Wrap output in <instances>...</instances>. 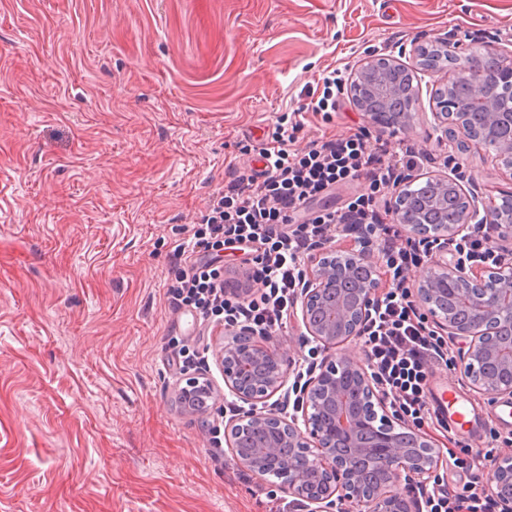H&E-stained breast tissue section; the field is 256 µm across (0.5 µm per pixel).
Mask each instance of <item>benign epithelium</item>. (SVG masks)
<instances>
[{
	"label": "benign epithelium",
	"mask_w": 512,
	"mask_h": 512,
	"mask_svg": "<svg viewBox=\"0 0 512 512\" xmlns=\"http://www.w3.org/2000/svg\"><path fill=\"white\" fill-rule=\"evenodd\" d=\"M437 57L414 45L409 62L368 52L351 70L346 93L366 123L375 129H407L420 100L421 77L434 74L430 127L436 142L471 144L512 172V51L492 44L497 73L483 76L453 36L434 41ZM471 71L470 97L455 98L458 71ZM462 201L452 224L429 227L410 208L411 185L396 187L388 208L405 234L432 243L431 266L417 282L415 301L436 328L454 341L461 378L477 393L512 396V263L468 266L448 259V238L472 224H496L501 239L512 240V211L469 191L463 177L429 175ZM308 269L300 296L301 336L335 350L301 394L302 418L267 411L262 404L287 384L293 363L272 339L247 330L230 331L233 339L216 357L224 387L249 409L224 425V439L237 461L265 473L277 449L288 458L277 468L279 487L305 501L309 512H334L336 502L356 512H419L400 488L403 479L437 468L439 451L428 436L388 410L367 367L344 350L361 336L374 302L387 288L380 266L353 249L324 244ZM182 392L213 398L214 387L199 373L186 378ZM485 484L501 512H512V452L502 455Z\"/></svg>",
	"instance_id": "7a95c632"
}]
</instances>
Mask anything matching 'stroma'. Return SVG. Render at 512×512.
<instances>
[{
    "label": "stroma",
    "instance_id": "obj_1",
    "mask_svg": "<svg viewBox=\"0 0 512 512\" xmlns=\"http://www.w3.org/2000/svg\"><path fill=\"white\" fill-rule=\"evenodd\" d=\"M454 34L512 49V0H0V512H269L277 480L210 447L230 419L224 327L172 315L170 256L230 166L324 70ZM430 91L393 147L416 175L462 172L483 198L512 173L428 141ZM366 123L348 99L296 142ZM205 352L216 404L183 411L174 343ZM499 431L500 396L437 366Z\"/></svg>",
    "mask_w": 512,
    "mask_h": 512
}]
</instances>
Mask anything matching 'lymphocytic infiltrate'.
Wrapping results in <instances>:
<instances>
[{
  "instance_id": "f902f5d3",
  "label": "lymphocytic infiltrate",
  "mask_w": 512,
  "mask_h": 512,
  "mask_svg": "<svg viewBox=\"0 0 512 512\" xmlns=\"http://www.w3.org/2000/svg\"><path fill=\"white\" fill-rule=\"evenodd\" d=\"M346 79V68L336 67L306 88L302 112H283L272 120L268 140L257 151L258 167L232 171L210 196L189 240L173 252L180 270L167 285L168 308L196 312L228 329L275 335L288 326L303 265L316 246L344 233L356 235L362 252L379 250L392 280L361 336L368 368L391 408L422 428L436 417L427 393L432 367L450 364L452 355L447 338L430 326L406 282L410 268L427 263L428 245L405 236L386 208L387 194L422 157L410 147L391 149L388 140L363 130L343 138L324 133L304 148L295 146L305 127L303 113L331 121ZM362 180L367 191L343 206L308 212L311 201L337 185ZM497 233L495 225L479 224L449 240L448 248L459 258L493 264L502 259L493 247ZM224 250L250 252L244 274L257 284L256 292L241 295L226 280ZM417 492L427 512H498L497 500L474 482L457 488L437 477L418 485Z\"/></svg>"
}]
</instances>
